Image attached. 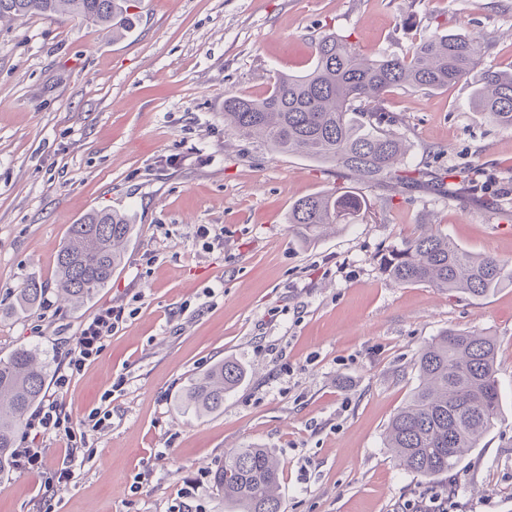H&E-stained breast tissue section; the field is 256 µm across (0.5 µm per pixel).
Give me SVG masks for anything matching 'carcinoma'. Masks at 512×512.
<instances>
[{"mask_svg": "<svg viewBox=\"0 0 512 512\" xmlns=\"http://www.w3.org/2000/svg\"><path fill=\"white\" fill-rule=\"evenodd\" d=\"M128 0H0V18L59 13L127 35L134 18ZM481 47L467 35L434 32L403 56L364 57L357 44L335 33L321 35L316 60L303 75L279 73L261 98L224 95V125L262 139L276 153L329 163L363 184H408L422 178L401 168L408 151L396 119L385 111L386 93L435 90L453 84L478 64ZM472 107L491 122L512 126V72L486 70L474 89ZM368 214L358 192H325L297 200L288 213L291 230L309 240ZM130 214L92 211L69 225L56 261L57 286L75 305L94 297L128 260L134 235ZM378 269L399 285L425 284L485 296L512 283V262L476 255L448 234L423 228L385 247ZM31 283L11 305L25 311L43 297ZM497 342L483 332L448 329L418 353L419 384L389 421L384 447L399 465L424 480L455 470L497 424ZM47 371L35 348L20 347L0 357V479L13 471L17 432L45 395ZM244 369L225 359L196 375L183 406L198 416L224 409V394L238 387ZM281 463L265 448H238L224 455L214 483L231 512H285L277 494Z\"/></svg>", "mask_w": 512, "mask_h": 512, "instance_id": "obj_1", "label": "carcinoma"}]
</instances>
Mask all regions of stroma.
I'll use <instances>...</instances> for the list:
<instances>
[{
	"instance_id": "35a3bbf8",
	"label": "stroma",
	"mask_w": 512,
	"mask_h": 512,
	"mask_svg": "<svg viewBox=\"0 0 512 512\" xmlns=\"http://www.w3.org/2000/svg\"><path fill=\"white\" fill-rule=\"evenodd\" d=\"M130 12L122 39L69 16L0 22V301L45 289L26 312L0 311V357L34 347L56 372L96 311L132 312L58 394L73 419L107 414L70 479L45 499L66 443L19 430L17 447L45 449L48 467L0 481V512H171L188 481L200 512H228L213 474L252 444L283 465L285 512H418L439 495L448 512H512V285L486 298L396 285L376 262L421 224L512 260V128L470 108L476 74L384 103L409 166L468 171L442 194L360 184L224 125L225 92L259 98L276 73H305L328 31L372 59L465 34L481 68L511 70L512 0H133ZM339 188L366 198V223L308 241L289 231L294 201ZM113 209L135 218L130 258L72 306L56 293L67 228ZM451 328L495 336L500 415L428 483L396 465L384 432L419 384L418 350ZM224 359L246 376L223 410L179 408Z\"/></svg>"
}]
</instances>
